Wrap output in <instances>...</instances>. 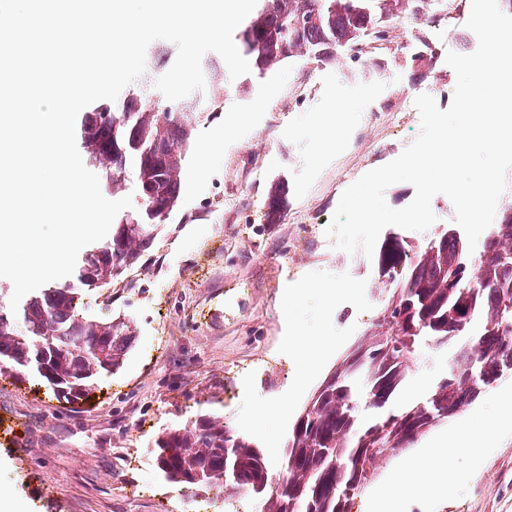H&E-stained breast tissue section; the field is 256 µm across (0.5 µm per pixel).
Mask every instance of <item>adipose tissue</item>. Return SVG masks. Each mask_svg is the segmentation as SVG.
<instances>
[{"label": "adipose tissue", "mask_w": 512, "mask_h": 512, "mask_svg": "<svg viewBox=\"0 0 512 512\" xmlns=\"http://www.w3.org/2000/svg\"><path fill=\"white\" fill-rule=\"evenodd\" d=\"M500 424L483 421L476 429L442 434L433 438L425 448L404 458L395 472L375 492L380 500L378 512H403L404 501L413 495L428 497L447 492L450 484L448 470L459 449H469L473 455H482L494 447Z\"/></svg>", "instance_id": "obj_1"}]
</instances>
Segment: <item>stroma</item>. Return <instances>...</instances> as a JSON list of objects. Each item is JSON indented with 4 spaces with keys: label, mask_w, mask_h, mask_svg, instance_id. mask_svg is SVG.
<instances>
[{
    "label": "stroma",
    "mask_w": 512,
    "mask_h": 512,
    "mask_svg": "<svg viewBox=\"0 0 512 512\" xmlns=\"http://www.w3.org/2000/svg\"><path fill=\"white\" fill-rule=\"evenodd\" d=\"M469 0H429L422 15L386 21L388 37L366 34L364 51L337 48L324 59H288L277 69L230 78L220 103L197 102L181 193L150 248L112 285H76L86 316L127 324L134 343L120 369L98 377L87 397L65 401L36 374L0 376V488L22 512H263L258 496L189 490L175 494L154 443L200 416L250 436L260 404L294 402L268 437L284 447L303 407L338 361L369 333L381 312L374 259L346 253L325 229L344 190L408 147L420 131L415 98L452 101L456 73L448 52L473 53ZM353 112L320 146L317 126L334 102ZM220 141L223 156L199 175L196 144ZM286 203L268 221L269 197ZM307 283L293 321L283 287ZM335 286L326 300L314 283ZM337 340L305 371L287 336ZM410 388L446 374L448 352L421 343L410 360ZM447 495L412 498L405 512H512V423L477 468L466 456Z\"/></svg>",
    "instance_id": "1"
}]
</instances>
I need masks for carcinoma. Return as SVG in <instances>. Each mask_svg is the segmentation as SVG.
<instances>
[{
	"mask_svg": "<svg viewBox=\"0 0 512 512\" xmlns=\"http://www.w3.org/2000/svg\"><path fill=\"white\" fill-rule=\"evenodd\" d=\"M387 12L388 0H264L240 33L242 51L266 71L296 53L353 42ZM149 108L141 101L135 112L98 114L93 130L80 128L81 146L103 180L118 181L132 159L139 187L177 200L191 119L174 106ZM160 137L178 154L155 157L150 144ZM156 227L143 210L133 222H116L111 238L82 257L78 280L95 288L103 279L111 284L137 262ZM378 270L382 282L398 285L382 300V309L393 307L392 319H377L299 413L284 447L282 479L272 481L256 443L212 417L156 440L164 477L187 489L248 490L264 499L265 512H348L379 458L412 447L512 375V206L474 263L460 234L448 228L419 249L386 242ZM423 341L454 348L448 372L401 403L408 360ZM132 343L123 322L75 313L65 285L36 292L15 314L0 309V365L38 374L68 402L86 396L99 374L119 369Z\"/></svg>",
	"mask_w": 512,
	"mask_h": 512,
	"instance_id": "1",
	"label": "carcinoma"
}]
</instances>
